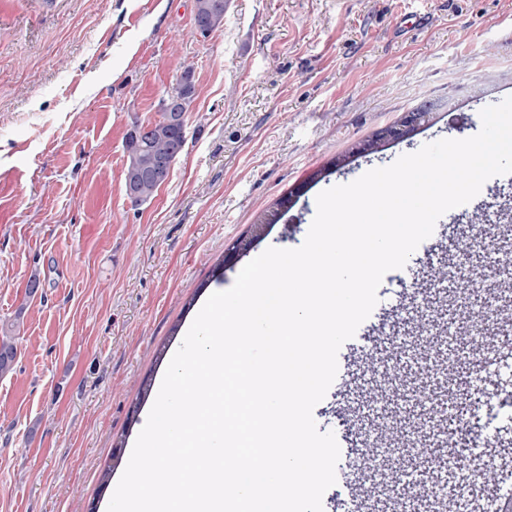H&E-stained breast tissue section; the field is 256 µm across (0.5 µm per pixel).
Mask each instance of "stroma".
Wrapping results in <instances>:
<instances>
[{"label": "stroma", "instance_id": "35a3bbf8", "mask_svg": "<svg viewBox=\"0 0 512 512\" xmlns=\"http://www.w3.org/2000/svg\"><path fill=\"white\" fill-rule=\"evenodd\" d=\"M187 65L185 148L132 206L125 137L161 118ZM509 96L512 0H232L208 35L194 0H0V336L17 348L0 377V512H107L101 472L126 469L154 404L141 389L181 346L173 326L198 314L187 299L231 287L267 248L301 246L323 190L477 134L480 110ZM426 101L440 108L417 134L308 183ZM300 185L254 239L257 217ZM470 219L435 227L386 273L340 348L313 410L348 442L323 512H448L421 493L463 490L467 442L512 462V370L489 375L482 413L464 410L472 342L512 353V325L448 338L449 323L501 304L473 286L485 247L456 248Z\"/></svg>", "mask_w": 512, "mask_h": 512}]
</instances>
